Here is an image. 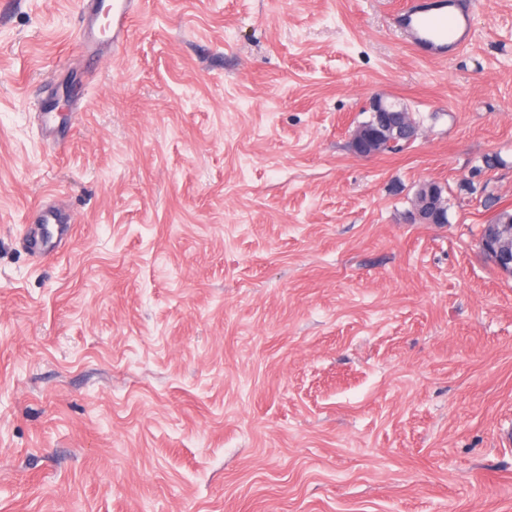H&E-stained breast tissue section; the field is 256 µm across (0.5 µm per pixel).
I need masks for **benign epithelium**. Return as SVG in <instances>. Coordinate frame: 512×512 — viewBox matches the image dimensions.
<instances>
[{
	"label": "benign epithelium",
	"mask_w": 512,
	"mask_h": 512,
	"mask_svg": "<svg viewBox=\"0 0 512 512\" xmlns=\"http://www.w3.org/2000/svg\"><path fill=\"white\" fill-rule=\"evenodd\" d=\"M365 111L375 115V121L359 124L352 133V151L360 157H372L395 145L397 139L408 136L418 138L420 127L404 120L405 109L382 95L369 99ZM446 188L436 181L419 185L417 191L420 205L409 212V222L418 224H443L448 211ZM480 247L499 271L512 277V254L501 240L500 228L489 224L480 238Z\"/></svg>",
	"instance_id": "benign-epithelium-1"
}]
</instances>
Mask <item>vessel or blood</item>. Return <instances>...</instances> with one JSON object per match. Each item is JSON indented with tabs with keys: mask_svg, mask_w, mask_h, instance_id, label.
<instances>
[{
	"mask_svg": "<svg viewBox=\"0 0 512 512\" xmlns=\"http://www.w3.org/2000/svg\"><path fill=\"white\" fill-rule=\"evenodd\" d=\"M139 0H81L79 34L89 76H96L102 47L128 42ZM395 24L404 42L425 59H450L474 36L471 11L458 0H406Z\"/></svg>",
	"mask_w": 512,
	"mask_h": 512,
	"instance_id": "vessel-or-blood-1",
	"label": "vessel or blood"
}]
</instances>
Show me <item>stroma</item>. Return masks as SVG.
Listing matches in <instances>:
<instances>
[{
    "label": "stroma",
    "instance_id": "35a3bbf8",
    "mask_svg": "<svg viewBox=\"0 0 512 512\" xmlns=\"http://www.w3.org/2000/svg\"><path fill=\"white\" fill-rule=\"evenodd\" d=\"M459 2L442 61L404 0H141L86 87L79 0H0V512H512V279L459 192L512 207V0ZM378 94L421 134L363 158ZM458 0H407L395 15L404 42L424 59H450L474 36L472 10ZM446 188L436 181H427L419 185L418 202L409 212V222L418 224H444L446 212L448 221V198Z\"/></svg>",
    "mask_w": 512,
    "mask_h": 512
}]
</instances>
